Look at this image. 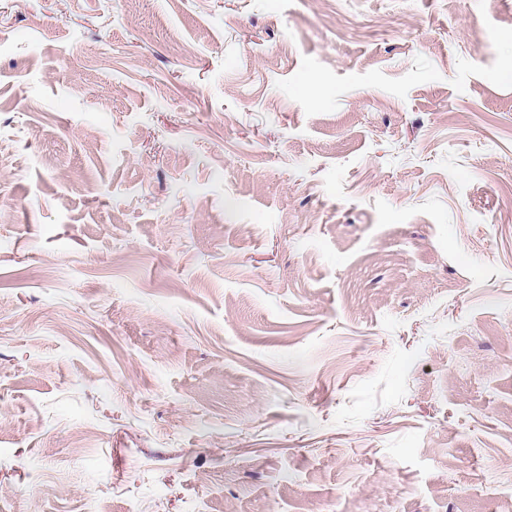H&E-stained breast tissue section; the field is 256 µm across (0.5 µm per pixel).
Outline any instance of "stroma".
<instances>
[{"instance_id": "1", "label": "stroma", "mask_w": 512, "mask_h": 512, "mask_svg": "<svg viewBox=\"0 0 512 512\" xmlns=\"http://www.w3.org/2000/svg\"><path fill=\"white\" fill-rule=\"evenodd\" d=\"M0 512H512V0H0Z\"/></svg>"}]
</instances>
